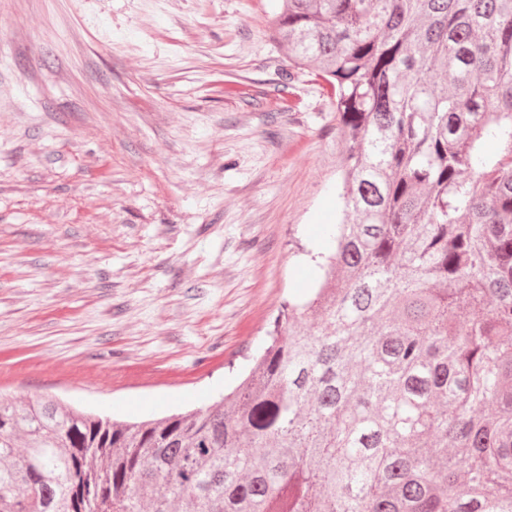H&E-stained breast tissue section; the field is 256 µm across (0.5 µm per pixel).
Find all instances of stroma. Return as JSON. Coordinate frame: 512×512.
Masks as SVG:
<instances>
[{
  "label": "stroma",
  "mask_w": 512,
  "mask_h": 512,
  "mask_svg": "<svg viewBox=\"0 0 512 512\" xmlns=\"http://www.w3.org/2000/svg\"><path fill=\"white\" fill-rule=\"evenodd\" d=\"M273 0H0V399L117 421L239 383L337 219Z\"/></svg>",
  "instance_id": "obj_1"
}]
</instances>
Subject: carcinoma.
<instances>
[{"instance_id":"obj_1","label":"carcinoma","mask_w":512,"mask_h":512,"mask_svg":"<svg viewBox=\"0 0 512 512\" xmlns=\"http://www.w3.org/2000/svg\"><path fill=\"white\" fill-rule=\"evenodd\" d=\"M275 2L345 143L322 281L204 410L0 400V512H512V0Z\"/></svg>"}]
</instances>
